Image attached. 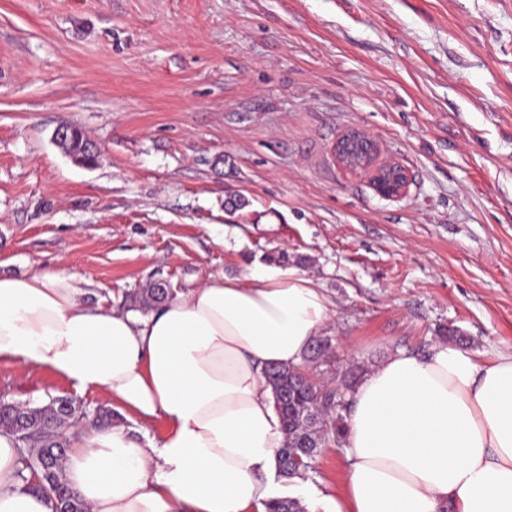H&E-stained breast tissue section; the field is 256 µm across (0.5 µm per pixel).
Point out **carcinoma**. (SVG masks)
Here are the masks:
<instances>
[{
  "label": "carcinoma",
  "mask_w": 512,
  "mask_h": 512,
  "mask_svg": "<svg viewBox=\"0 0 512 512\" xmlns=\"http://www.w3.org/2000/svg\"><path fill=\"white\" fill-rule=\"evenodd\" d=\"M170 294L172 289L158 281L144 289L139 301L160 303ZM331 348V338L320 335L302 355L305 364L315 367V377L300 365L270 366L264 371L285 436L278 450L277 468L279 474L288 478L307 476L314 471L322 449L344 443L345 413L350 409V395L358 374L352 368L334 372L329 361ZM62 400L64 397L59 396L41 407L26 409V431H13L18 446L28 449L21 455L23 466L17 471V477L26 481L31 475H37L39 482L34 489L45 494L55 510L88 512L84 501L65 483L63 463L56 460L46 466L55 449L69 446V430L79 416L80 407L75 403L71 404L70 412H63L59 407ZM267 512L306 510L299 500L281 497L267 503Z\"/></svg>",
  "instance_id": "carcinoma-1"
}]
</instances>
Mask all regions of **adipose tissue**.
Returning a JSON list of instances; mask_svg holds the SVG:
<instances>
[{
	"label": "adipose tissue",
	"instance_id": "obj_1",
	"mask_svg": "<svg viewBox=\"0 0 512 512\" xmlns=\"http://www.w3.org/2000/svg\"><path fill=\"white\" fill-rule=\"evenodd\" d=\"M83 282L64 269L0 277V360L169 423L159 440L71 432L63 478L88 512H266L284 434L264 370L300 363L329 320L322 289L259 264L138 315L85 305ZM345 450L346 493L326 496L329 512H512V353L395 351L355 386ZM20 458L0 429V512H53L18 479Z\"/></svg>",
	"mask_w": 512,
	"mask_h": 512
}]
</instances>
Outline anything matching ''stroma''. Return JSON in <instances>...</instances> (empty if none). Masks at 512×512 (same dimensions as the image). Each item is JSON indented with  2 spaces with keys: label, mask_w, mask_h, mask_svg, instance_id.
I'll use <instances>...</instances> for the list:
<instances>
[{
  "label": "stroma",
  "mask_w": 512,
  "mask_h": 512,
  "mask_svg": "<svg viewBox=\"0 0 512 512\" xmlns=\"http://www.w3.org/2000/svg\"><path fill=\"white\" fill-rule=\"evenodd\" d=\"M62 124L98 144L93 167ZM354 129L407 169L401 196L338 162ZM281 251L330 302L337 370L431 352L448 326L479 359L512 352V0H0V275L74 271L85 303L126 313L150 283ZM70 393L0 362V398ZM346 476L331 446L306 483Z\"/></svg>",
  "instance_id": "1"
}]
</instances>
